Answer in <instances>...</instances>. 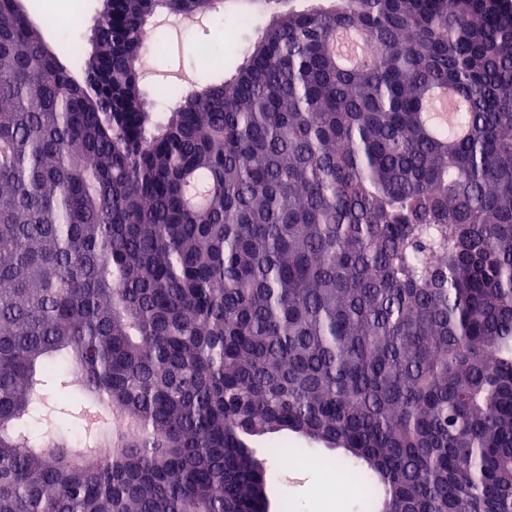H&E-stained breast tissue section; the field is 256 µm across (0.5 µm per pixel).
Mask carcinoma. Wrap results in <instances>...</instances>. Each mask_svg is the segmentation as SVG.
<instances>
[{
	"mask_svg": "<svg viewBox=\"0 0 512 512\" xmlns=\"http://www.w3.org/2000/svg\"><path fill=\"white\" fill-rule=\"evenodd\" d=\"M215 2L106 0L78 69L0 0V512H268L280 431L512 512V0H261L159 117L141 31Z\"/></svg>",
	"mask_w": 512,
	"mask_h": 512,
	"instance_id": "carcinoma-1",
	"label": "carcinoma"
}]
</instances>
